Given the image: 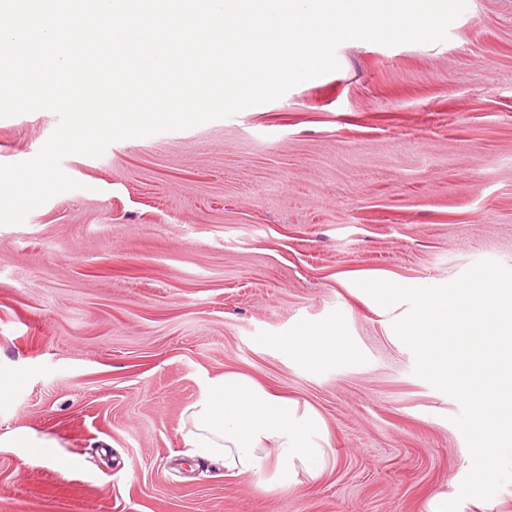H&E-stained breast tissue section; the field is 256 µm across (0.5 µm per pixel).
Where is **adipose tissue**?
<instances>
[{
    "label": "adipose tissue",
    "mask_w": 512,
    "mask_h": 512,
    "mask_svg": "<svg viewBox=\"0 0 512 512\" xmlns=\"http://www.w3.org/2000/svg\"><path fill=\"white\" fill-rule=\"evenodd\" d=\"M287 349L308 369L343 354L331 331H301ZM185 415L190 455L222 463L233 475L268 470L283 486L301 474L319 479L333 464L331 435L317 411L240 372L211 379Z\"/></svg>",
    "instance_id": "1"
}]
</instances>
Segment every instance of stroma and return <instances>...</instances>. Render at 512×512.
I'll list each match as a JSON object with an SVG mask.
<instances>
[{
	"mask_svg": "<svg viewBox=\"0 0 512 512\" xmlns=\"http://www.w3.org/2000/svg\"><path fill=\"white\" fill-rule=\"evenodd\" d=\"M336 57L230 117L67 155L78 188L0 225V512H425L458 493L461 405L415 375L408 304L358 283L512 268V0H469L443 42ZM59 121L0 118V164ZM332 327L354 362L289 358ZM227 371L320 413L321 478L184 455L185 408Z\"/></svg>",
	"mask_w": 512,
	"mask_h": 512,
	"instance_id": "35a3bbf8",
	"label": "stroma"
}]
</instances>
